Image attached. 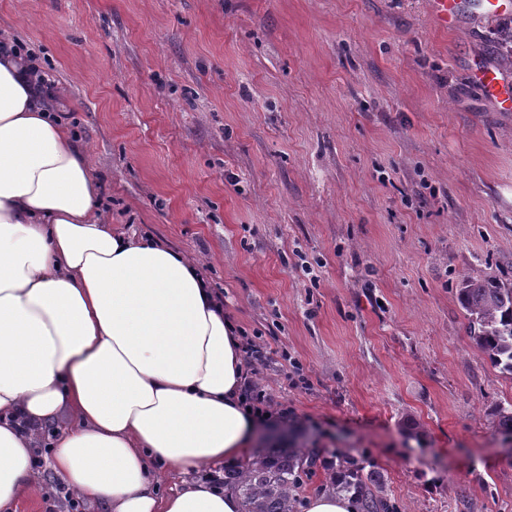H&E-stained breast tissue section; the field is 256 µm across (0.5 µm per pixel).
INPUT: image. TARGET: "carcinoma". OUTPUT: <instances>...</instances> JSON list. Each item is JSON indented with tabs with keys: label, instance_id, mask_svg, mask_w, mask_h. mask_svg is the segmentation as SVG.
I'll return each instance as SVG.
<instances>
[{
	"label": "carcinoma",
	"instance_id": "obj_1",
	"mask_svg": "<svg viewBox=\"0 0 512 512\" xmlns=\"http://www.w3.org/2000/svg\"><path fill=\"white\" fill-rule=\"evenodd\" d=\"M456 300L477 348L491 365L512 375V280L468 273L458 282ZM494 417L497 429L512 436V407H497ZM314 463L304 448H266L243 464L225 467L224 486L237 492L242 512H298L302 477L313 472ZM324 491L352 496L359 512H401L375 471L337 470Z\"/></svg>",
	"mask_w": 512,
	"mask_h": 512
}]
</instances>
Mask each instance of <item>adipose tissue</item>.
Returning a JSON list of instances; mask_svg holds the SVG:
<instances>
[{
	"mask_svg": "<svg viewBox=\"0 0 512 512\" xmlns=\"http://www.w3.org/2000/svg\"><path fill=\"white\" fill-rule=\"evenodd\" d=\"M0 56V506L31 475L42 428L66 485L112 512H241L198 479L162 474L249 455L241 341L200 265L109 230L97 176L34 89Z\"/></svg>",
	"mask_w": 512,
	"mask_h": 512,
	"instance_id": "ef3b65f1",
	"label": "adipose tissue"
}]
</instances>
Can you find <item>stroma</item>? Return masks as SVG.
Listing matches in <instances>:
<instances>
[{"mask_svg": "<svg viewBox=\"0 0 512 512\" xmlns=\"http://www.w3.org/2000/svg\"><path fill=\"white\" fill-rule=\"evenodd\" d=\"M0 0L54 80L111 226L201 264L288 441L380 472L403 512H512V376L467 334L462 275L512 271V112L477 0ZM42 452L0 512H66ZM462 0H431V15L442 29H452L459 22ZM475 77L487 96L501 110L507 112L512 110V86L503 76L492 69L484 68Z\"/></svg>", "mask_w": 512, "mask_h": 512, "instance_id": "stroma-1", "label": "stroma"}]
</instances>
